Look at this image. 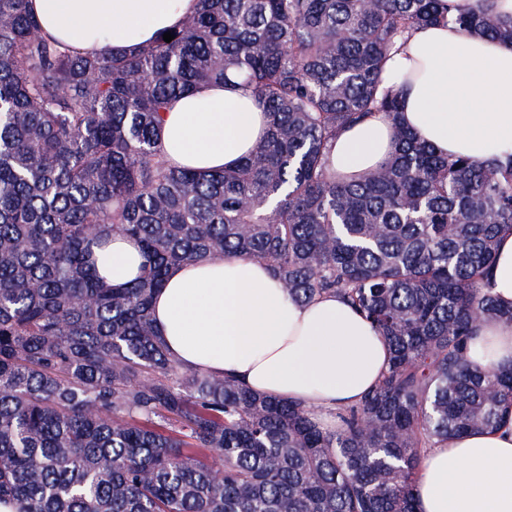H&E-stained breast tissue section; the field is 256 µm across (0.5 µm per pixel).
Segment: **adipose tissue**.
<instances>
[{"label":"adipose tissue","instance_id":"ef3b65f1","mask_svg":"<svg viewBox=\"0 0 512 512\" xmlns=\"http://www.w3.org/2000/svg\"><path fill=\"white\" fill-rule=\"evenodd\" d=\"M44 31L95 55L130 52L177 26L197 0H32ZM402 91L401 123L442 155L490 159L512 148V43L462 35L450 25L415 30L385 65ZM169 163L198 170L235 166L261 140L266 119L238 78L181 96L161 114ZM384 116L341 132L331 168L362 175L394 148ZM145 258L138 244L112 236L98 260L112 287H129ZM502 308L512 307V228L497 238L490 272ZM152 317L182 364L235 376L254 392L314 409L320 425L358 405L386 373L390 350L349 303L328 294L292 300L269 268L234 253L174 269L153 301ZM473 359L512 363V326L484 320ZM418 512H512V422L436 443L423 457Z\"/></svg>","mask_w":512,"mask_h":512}]
</instances>
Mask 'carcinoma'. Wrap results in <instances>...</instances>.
I'll return each mask as SVG.
<instances>
[{"mask_svg": "<svg viewBox=\"0 0 512 512\" xmlns=\"http://www.w3.org/2000/svg\"><path fill=\"white\" fill-rule=\"evenodd\" d=\"M131 53L81 55L0 0V502L18 512H417L423 449L512 418V366L469 356L512 311L490 284L512 152L448 158L400 127L384 65L442 0H198ZM234 75L267 116L233 169L171 165V100ZM395 147L348 180L328 155L376 113ZM136 240L116 291L93 246ZM235 252L298 302L333 293L388 343L387 373L325 431L314 410L183 367L152 321L186 262Z\"/></svg>", "mask_w": 512, "mask_h": 512, "instance_id": "obj_1", "label": "carcinoma"}]
</instances>
